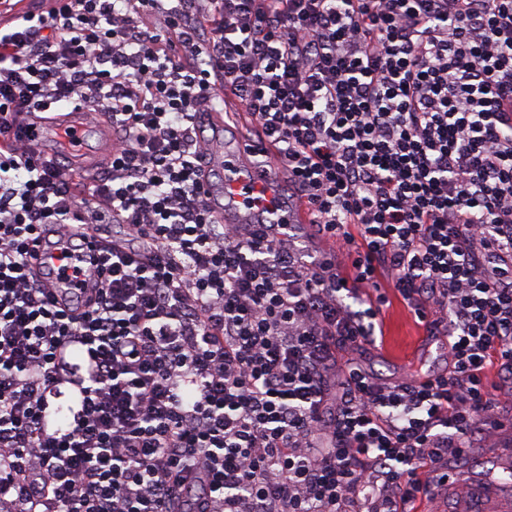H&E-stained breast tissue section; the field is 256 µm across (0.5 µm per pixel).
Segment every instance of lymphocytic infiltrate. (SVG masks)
I'll return each instance as SVG.
<instances>
[{
    "instance_id": "1",
    "label": "lymphocytic infiltrate",
    "mask_w": 512,
    "mask_h": 512,
    "mask_svg": "<svg viewBox=\"0 0 512 512\" xmlns=\"http://www.w3.org/2000/svg\"><path fill=\"white\" fill-rule=\"evenodd\" d=\"M54 2L0 27V512L445 495L504 427L488 364L512 373V0ZM228 97L331 250L213 221L205 118ZM71 104L116 135L81 187L25 124ZM48 224L70 228L52 288L29 267ZM392 291L443 371L361 366Z\"/></svg>"
}]
</instances>
